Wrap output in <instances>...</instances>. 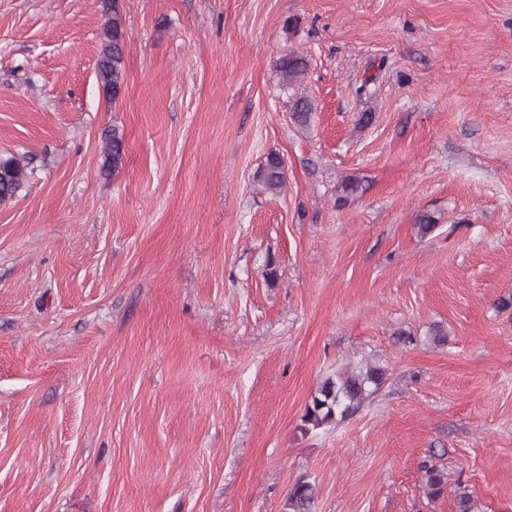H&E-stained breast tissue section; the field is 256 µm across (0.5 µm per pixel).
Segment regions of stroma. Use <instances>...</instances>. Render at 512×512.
I'll return each mask as SVG.
<instances>
[{
  "label": "stroma",
  "instance_id": "obj_1",
  "mask_svg": "<svg viewBox=\"0 0 512 512\" xmlns=\"http://www.w3.org/2000/svg\"><path fill=\"white\" fill-rule=\"evenodd\" d=\"M120 5L112 102L102 0H0V512H283L304 476L314 512H512V0ZM104 13L96 77L104 94L115 101L124 82L125 20L119 0H105ZM279 69L283 80L288 85L298 83L308 69L307 60L294 53L283 56L279 61ZM125 149L126 145L124 135L117 131L112 132V137L109 138L104 152L105 160L103 163V169H112V173L118 170L119 166L122 165ZM256 180L264 189L272 194L280 193L286 181L283 162L277 155H270L264 166H261L255 174ZM27 177L26 167L15 158H0V203L11 200ZM385 374L384 368L366 363L324 378L305 407L304 429H319L353 414L382 385ZM420 468L424 473L427 496L433 499L442 496L448 486V477L444 470L431 464L428 460L423 461Z\"/></svg>",
  "mask_w": 512,
  "mask_h": 512
}]
</instances>
